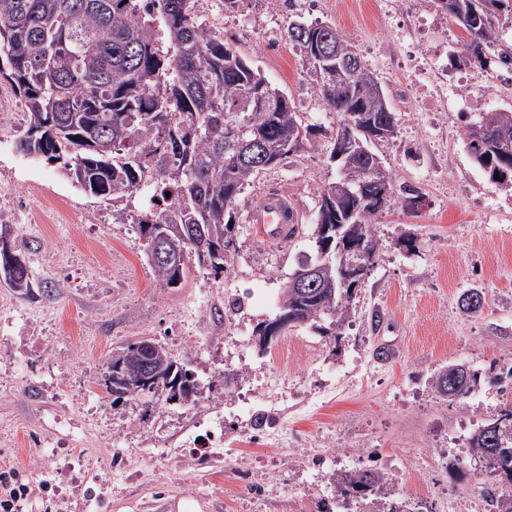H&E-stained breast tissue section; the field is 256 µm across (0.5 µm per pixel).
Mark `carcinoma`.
<instances>
[{
    "label": "carcinoma",
    "mask_w": 512,
    "mask_h": 512,
    "mask_svg": "<svg viewBox=\"0 0 512 512\" xmlns=\"http://www.w3.org/2000/svg\"><path fill=\"white\" fill-rule=\"evenodd\" d=\"M468 33L463 57L484 63L485 49L498 41L497 23L512 15V0H430ZM164 29L168 50L155 47ZM333 33V48L352 55L336 28L319 21L290 26L286 37L304 55ZM325 108L344 118L356 109L374 129H398L385 92L367 78V66L344 77L309 69ZM0 77L23 100L29 124L20 150L57 162L74 186L106 203L132 225L139 239L159 224L196 228L205 251L178 243L182 258L153 264L156 287L175 288L186 277L185 258L214 276L224 272L236 249L233 216L240 195L257 174L303 147L310 134L285 92L224 38L210 31L194 10V0H0ZM472 162L512 188V109L477 113L462 129ZM352 160L340 163L338 177L319 189L315 252L334 232L336 214L363 206L380 188L365 170L375 160V142L358 134ZM171 196H166V193ZM370 210L357 224L343 226L345 237L364 242L357 258L370 270L378 254ZM0 277L25 295L32 294L30 271L20 250ZM318 285L300 294L285 288L274 318L277 334L308 326L339 341L351 318L350 289L336 286V252L321 266ZM157 382L150 396L176 399L172 382L190 389L197 400L194 372L164 345L153 353ZM458 398L479 384L478 371L453 363L432 376L439 394L451 381ZM473 460L509 488L501 497L512 512V402L468 438ZM386 484L374 469H352L336 476V492L352 500L371 499ZM378 512H416L396 491L375 501Z\"/></svg>",
    "instance_id": "cac0c4a2"
}]
</instances>
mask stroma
Returning a JSON list of instances; mask_svg holds the SVG:
<instances>
[{
    "instance_id": "35a3bbf8",
    "label": "stroma",
    "mask_w": 512,
    "mask_h": 512,
    "mask_svg": "<svg viewBox=\"0 0 512 512\" xmlns=\"http://www.w3.org/2000/svg\"><path fill=\"white\" fill-rule=\"evenodd\" d=\"M300 2L295 14L270 0L212 4L209 25L318 133L245 188L224 272L203 274L190 258L175 288H156L141 240L113 222L111 206L74 187L57 163L18 148L29 118L0 81V233L28 247L34 284L59 287L47 300L0 282V466L30 484L28 512H179L182 501L193 512H336L335 466L298 467L306 448L346 451L351 467L388 472L421 512H450V498L486 481L467 438L496 414L499 385L484 381L451 403L431 377L454 362L482 372L512 365V191L473 164L461 132L464 114L512 108V92L493 80L498 47L487 65L464 63L466 31L431 0ZM299 20L334 26L381 79L398 133L376 150L396 190L371 218L378 259L354 291L340 343L296 327L263 352L254 329L277 315L285 282L312 253L318 189L337 172L338 117L298 50L260 48L266 31ZM413 80L437 90L446 111H426L408 90ZM271 190L298 216V234L283 242L250 221ZM470 286L486 297L478 317L457 307ZM144 338L194 371L195 403L112 400L104 386L112 351ZM381 346L390 353L383 362L372 355ZM216 414L225 437L240 442L233 457L184 455L187 435L209 440L205 420ZM260 414L272 415L280 445L245 441ZM447 455L459 458L462 476L441 470Z\"/></svg>"
}]
</instances>
